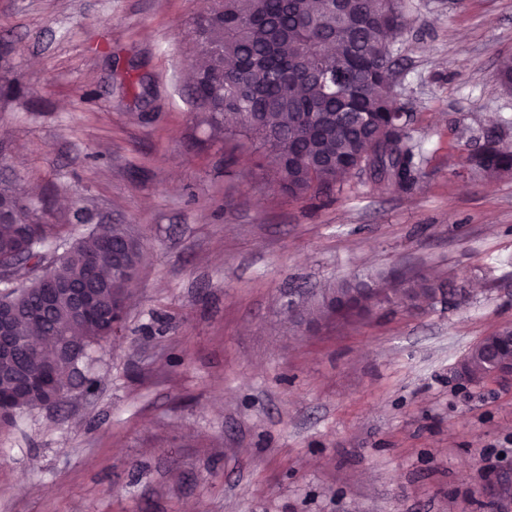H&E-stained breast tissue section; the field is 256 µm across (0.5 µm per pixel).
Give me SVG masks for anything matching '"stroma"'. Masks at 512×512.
<instances>
[{
  "instance_id": "1",
  "label": "stroma",
  "mask_w": 512,
  "mask_h": 512,
  "mask_svg": "<svg viewBox=\"0 0 512 512\" xmlns=\"http://www.w3.org/2000/svg\"><path fill=\"white\" fill-rule=\"evenodd\" d=\"M210 5L0 0V173L48 210L53 254L103 224L144 254L123 333L91 353L98 391L0 426V512H491L512 384L456 370L512 327V176L463 160L512 141V0H401L419 186L299 198L192 105ZM391 270L467 301L293 327L289 306ZM504 332H507L506 330ZM504 332L497 331L490 336L484 337L478 344H476L461 362L465 364L464 376L469 381L481 382L490 379L487 372V365L484 359L482 345L488 342L493 337L500 335Z\"/></svg>"
}]
</instances>
